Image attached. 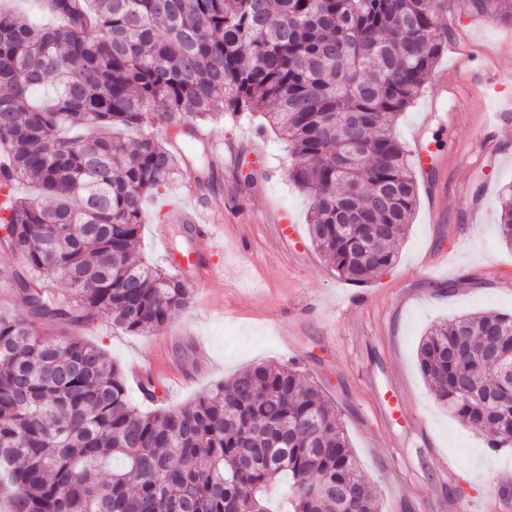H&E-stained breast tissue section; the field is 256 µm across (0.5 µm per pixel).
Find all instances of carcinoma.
Listing matches in <instances>:
<instances>
[{
	"label": "carcinoma",
	"instance_id": "carcinoma-1",
	"mask_svg": "<svg viewBox=\"0 0 512 512\" xmlns=\"http://www.w3.org/2000/svg\"><path fill=\"white\" fill-rule=\"evenodd\" d=\"M512 20V0H43L39 25L0 6V178L36 188L0 217L21 307L0 311L3 512H381L336 403L293 365L258 364L191 404L145 412L100 347L41 333L104 316L144 334L184 311L185 282L134 259L146 200L203 160L149 125L259 113L312 204L313 246L365 284L395 262L418 203L393 135L448 48V9ZM512 245V190L498 197ZM67 285L64 292L55 284ZM512 314L459 316L417 358L441 404L512 445Z\"/></svg>",
	"mask_w": 512,
	"mask_h": 512
}]
</instances>
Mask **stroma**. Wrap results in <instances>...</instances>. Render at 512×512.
Here are the masks:
<instances>
[{"label": "stroma", "instance_id": "35a3bbf8", "mask_svg": "<svg viewBox=\"0 0 512 512\" xmlns=\"http://www.w3.org/2000/svg\"><path fill=\"white\" fill-rule=\"evenodd\" d=\"M455 42L464 46L470 77H479L484 56L512 70V23L448 17ZM456 51H445L415 103L392 130L409 150L429 147L434 168L417 170L419 204L391 268L356 285L339 276L312 244L292 257L295 240L264 222L281 211L286 223L306 233L309 199L289 181L283 145L274 132L257 133L258 117L216 116L204 130L222 129L224 163L214 182L199 185L201 205L224 213V233L203 242L219 266L223 287L190 284L189 307L146 335L113 329L102 317L77 328L79 339L102 348L125 374L150 363L183 367L194 383L176 386L166 405L192 403L204 390L254 364L297 363L320 380L344 411L343 424L363 477L382 512H442L453 497L470 512H486L485 495L512 447L490 451L482 434L448 412L424 379L417 360L422 336L435 322L460 315L512 313V247L500 239L492 202L512 187V136L486 145L493 161L472 153L490 106L463 108L454 93L461 81ZM436 100L435 111L425 109ZM254 173V183L243 180ZM176 184L147 202L137 251L142 261L165 263L166 246L184 242L182 225L167 239L154 232L165 205L183 200ZM465 198L477 213L459 207ZM294 324L297 350L285 349L277 326ZM403 384V415L381 414V399Z\"/></svg>", "mask_w": 512, "mask_h": 512}]
</instances>
